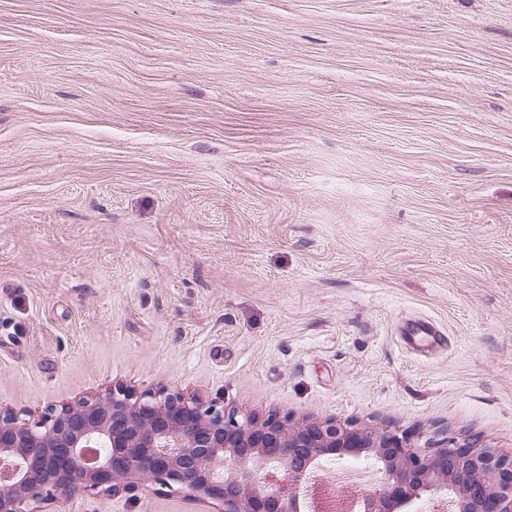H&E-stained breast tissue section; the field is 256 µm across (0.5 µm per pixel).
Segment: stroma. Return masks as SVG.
<instances>
[{"label":"stroma","instance_id":"obj_1","mask_svg":"<svg viewBox=\"0 0 512 512\" xmlns=\"http://www.w3.org/2000/svg\"><path fill=\"white\" fill-rule=\"evenodd\" d=\"M119 383L512 455V0H0V408Z\"/></svg>","mask_w":512,"mask_h":512}]
</instances>
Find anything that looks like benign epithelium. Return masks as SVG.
Masks as SVG:
<instances>
[{
  "instance_id": "benign-epithelium-1",
  "label": "benign epithelium",
  "mask_w": 512,
  "mask_h": 512,
  "mask_svg": "<svg viewBox=\"0 0 512 512\" xmlns=\"http://www.w3.org/2000/svg\"><path fill=\"white\" fill-rule=\"evenodd\" d=\"M366 467L378 482L363 512H512V456L447 439L332 419L238 417L178 390L115 384L35 421L0 409V512H38L89 491L132 493L146 482L224 503V512H305L313 471Z\"/></svg>"
}]
</instances>
